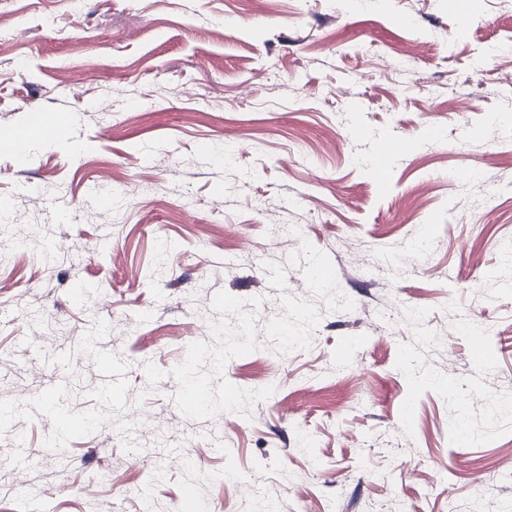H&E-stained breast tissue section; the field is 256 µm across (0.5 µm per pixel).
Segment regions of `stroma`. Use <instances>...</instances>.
<instances>
[{
    "mask_svg": "<svg viewBox=\"0 0 512 512\" xmlns=\"http://www.w3.org/2000/svg\"><path fill=\"white\" fill-rule=\"evenodd\" d=\"M0 16V127L71 118L0 154V512H176L188 485L213 512H512V0L462 29L455 0ZM387 137L414 149L384 192ZM188 367L235 410L186 411ZM36 112L31 121L24 125L0 128L1 153H16L28 141L58 143L69 139V115L58 111ZM411 149L412 144L410 141L398 137L386 138L377 146L373 163L382 189L386 190L388 188L387 171L390 162L395 158L404 156Z\"/></svg>",
    "mask_w": 512,
    "mask_h": 512,
    "instance_id": "stroma-1",
    "label": "stroma"
}]
</instances>
